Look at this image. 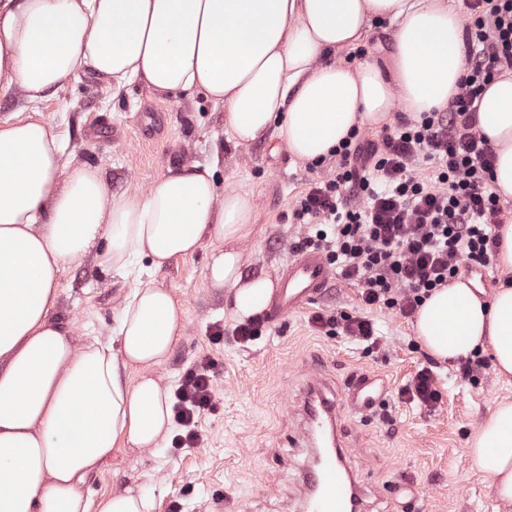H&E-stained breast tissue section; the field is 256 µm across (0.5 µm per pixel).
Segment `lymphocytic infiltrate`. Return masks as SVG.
<instances>
[{
	"instance_id": "lymphocytic-infiltrate-1",
	"label": "lymphocytic infiltrate",
	"mask_w": 512,
	"mask_h": 512,
	"mask_svg": "<svg viewBox=\"0 0 512 512\" xmlns=\"http://www.w3.org/2000/svg\"><path fill=\"white\" fill-rule=\"evenodd\" d=\"M467 74L442 112L401 119L380 141L351 131L336 148L335 178L316 181L294 211L325 218L304 237L366 306L416 312L431 291L456 279L462 265L488 266L500 244L496 227L512 219L490 190L494 153L476 129L475 101L503 69H512V0H465ZM428 166V178L417 169ZM368 349L379 346L369 319L315 314ZM215 397L212 363L202 360L175 392V446L199 440L198 417Z\"/></svg>"
}]
</instances>
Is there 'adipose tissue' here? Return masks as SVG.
<instances>
[{
	"mask_svg": "<svg viewBox=\"0 0 512 512\" xmlns=\"http://www.w3.org/2000/svg\"><path fill=\"white\" fill-rule=\"evenodd\" d=\"M375 20L395 26L389 63L343 62ZM463 32L459 0H0V89L35 105L81 69L116 93L139 81L223 108L234 147L273 130L312 162L394 111L446 110L467 72ZM477 116L495 154L493 185L510 200L512 71L486 86ZM62 154L43 119L0 122V512H154L152 486L95 500L82 487L117 451L160 448L171 430V387L154 371L186 310L155 273L209 247L206 278L239 322L268 308L278 280L245 276L253 196L218 191L214 167L184 164L143 193L115 195L99 168L63 165ZM499 234L491 301L453 281L418 308L413 330L443 361L489 346L507 379L512 224ZM91 254L133 285L111 339L78 347L53 312L62 270ZM469 457L512 503V400L482 420Z\"/></svg>",
	"mask_w": 512,
	"mask_h": 512,
	"instance_id": "adipose-tissue-1",
	"label": "adipose tissue"
}]
</instances>
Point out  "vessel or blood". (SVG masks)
<instances>
[{"label":"vessel or blood","mask_w":512,"mask_h":512,"mask_svg":"<svg viewBox=\"0 0 512 512\" xmlns=\"http://www.w3.org/2000/svg\"><path fill=\"white\" fill-rule=\"evenodd\" d=\"M333 277L323 253L309 248L289 250L266 312L267 324L278 325L319 302ZM389 391L386 379L367 370L354 372L338 386L317 374L308 375L299 389L297 442L312 449L317 461L304 475L305 492L291 503L292 512H414L420 498L414 479L394 483L390 500L370 494L339 440L345 414L372 417L385 405Z\"/></svg>","instance_id":"obj_1"}]
</instances>
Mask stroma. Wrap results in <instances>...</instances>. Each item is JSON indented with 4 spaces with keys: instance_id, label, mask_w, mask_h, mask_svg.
<instances>
[{
    "instance_id": "obj_1",
    "label": "stroma",
    "mask_w": 512,
    "mask_h": 512,
    "mask_svg": "<svg viewBox=\"0 0 512 512\" xmlns=\"http://www.w3.org/2000/svg\"><path fill=\"white\" fill-rule=\"evenodd\" d=\"M37 109L62 141L64 163L98 166L113 192L145 191L167 168L195 162L215 165L218 185L250 191L256 222L244 243L249 276L277 274L288 258V242L307 231L293 217L298 200L336 166L332 156L317 166L297 161L273 134L234 147L224 136L223 109L203 98L158 96L137 83L116 96L87 70L50 91ZM150 111L163 113L160 126L147 127L143 115ZM206 258V250H198L154 276L187 311L185 332L160 376L175 387L201 360L214 364V406L198 419V444L167 443L156 453L118 455L87 476L86 492L98 497L147 482L163 490L155 512H218L217 502L227 498L240 504V512H285L287 496L302 489L308 462L307 449L292 443L300 417L290 404L300 382L312 369L336 383L366 369L390 379L388 405L368 423L346 415L342 434L369 490L409 475L423 490L418 512H512V505L493 498L486 476L472 470L467 451L480 421L502 398H512V381L499 379L489 366L473 385L458 366L443 364L435 410L407 401L400 389L429 358L411 318L366 308L357 286L338 276L321 302L264 329L257 340L239 343L232 334L235 323L224 312L223 290L206 280ZM131 286V280L85 257L63 270L55 317L70 324L75 344L93 336L108 340ZM341 311L372 319L381 348L366 351L311 321L314 314ZM219 326L225 335L216 340L212 334Z\"/></svg>"
}]
</instances>
